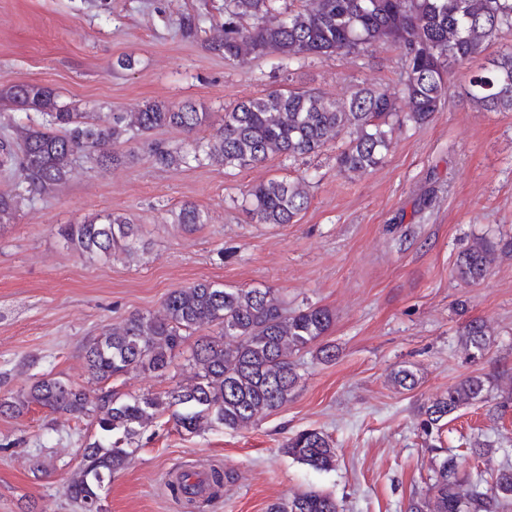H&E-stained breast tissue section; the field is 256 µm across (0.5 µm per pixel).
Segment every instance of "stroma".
<instances>
[{"mask_svg":"<svg viewBox=\"0 0 512 512\" xmlns=\"http://www.w3.org/2000/svg\"><path fill=\"white\" fill-rule=\"evenodd\" d=\"M228 0H0V84L40 83L63 101L95 112L145 102H190L221 119L226 105L274 90L312 89L341 98L362 85L400 87L399 51L387 43L360 56L315 57L291 72L267 55L231 66L209 50L222 37ZM135 59L132 69L118 57ZM481 64L456 69L444 108L426 124L393 134L382 164L359 176L340 172L345 137L296 161L272 156L242 170L202 164L163 168L151 141L183 145L161 129L123 145L128 164L102 169L77 157L69 179L23 201L0 226V395L51 375L90 395L161 394L193 374L177 358L165 376L131 372L101 384L87 374L84 346L131 313L158 312L173 289L199 280L228 288H270L289 309L328 308L325 342L338 356L296 355L299 382L288 403L244 430L197 434L162 415L125 468L102 492L106 512H184L165 488L169 474L220 467L231 476L204 512H267L269 504L315 490L340 512H406L424 494L437 461L418 426L419 408L456 381L494 369L508 376L490 399L451 415L442 445L461 476L489 478L512 468V255L498 256L477 284L458 280L459 254L473 238L512 234V112H485L463 88ZM307 177L310 204L291 224H254L243 193L270 179ZM191 202L204 222L193 232L175 221ZM129 218L147 248L136 260L90 259L64 247L58 225L96 215ZM487 322L484 359L466 358L458 332ZM412 368L419 384L396 387L392 372ZM306 428L328 434L333 470L317 471L285 454V437ZM90 421L31 407L0 415V512H80L70 475L93 439ZM491 442L476 458L469 446ZM43 462L37 470L35 462Z\"/></svg>","mask_w":512,"mask_h":512,"instance_id":"stroma-1","label":"stroma"}]
</instances>
